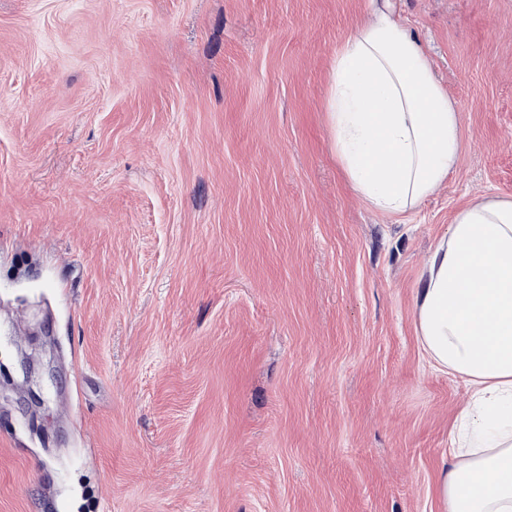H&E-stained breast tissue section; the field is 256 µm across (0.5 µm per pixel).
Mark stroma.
I'll list each match as a JSON object with an SVG mask.
<instances>
[{
  "label": "stroma",
  "instance_id": "35a3bbf8",
  "mask_svg": "<svg viewBox=\"0 0 512 512\" xmlns=\"http://www.w3.org/2000/svg\"><path fill=\"white\" fill-rule=\"evenodd\" d=\"M392 3L462 146L387 215L325 112L373 0H0V512H439L415 297L512 200V0Z\"/></svg>",
  "mask_w": 512,
  "mask_h": 512
}]
</instances>
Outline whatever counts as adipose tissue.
<instances>
[{"mask_svg":"<svg viewBox=\"0 0 512 512\" xmlns=\"http://www.w3.org/2000/svg\"><path fill=\"white\" fill-rule=\"evenodd\" d=\"M325 110L336 155L370 208L418 206L455 170L458 115L389 0L333 54ZM422 349L469 386L436 493L441 512H512V201L479 197L430 256L415 298Z\"/></svg>","mask_w":512,"mask_h":512,"instance_id":"ef3b65f1","label":"adipose tissue"}]
</instances>
